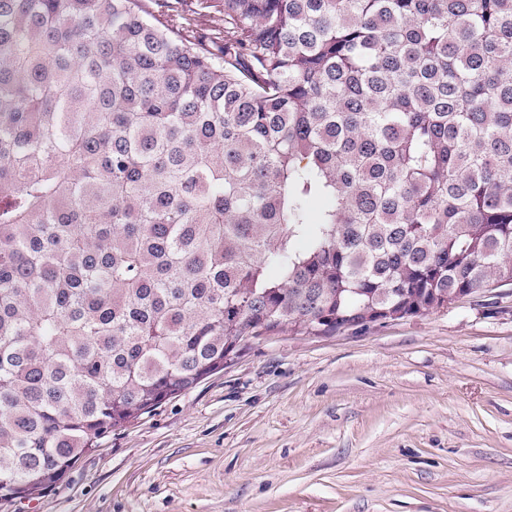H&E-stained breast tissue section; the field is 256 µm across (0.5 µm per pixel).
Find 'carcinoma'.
I'll list each match as a JSON object with an SVG mask.
<instances>
[{"label":"carcinoma","instance_id":"obj_1","mask_svg":"<svg viewBox=\"0 0 512 512\" xmlns=\"http://www.w3.org/2000/svg\"><path fill=\"white\" fill-rule=\"evenodd\" d=\"M184 2L0 0L1 502L239 340L512 283V0Z\"/></svg>","mask_w":512,"mask_h":512}]
</instances>
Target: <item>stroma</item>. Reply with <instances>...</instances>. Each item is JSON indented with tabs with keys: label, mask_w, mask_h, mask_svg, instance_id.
I'll use <instances>...</instances> for the list:
<instances>
[{
	"label": "stroma",
	"mask_w": 512,
	"mask_h": 512,
	"mask_svg": "<svg viewBox=\"0 0 512 512\" xmlns=\"http://www.w3.org/2000/svg\"><path fill=\"white\" fill-rule=\"evenodd\" d=\"M0 512H512V286L252 340Z\"/></svg>",
	"instance_id": "1"
}]
</instances>
